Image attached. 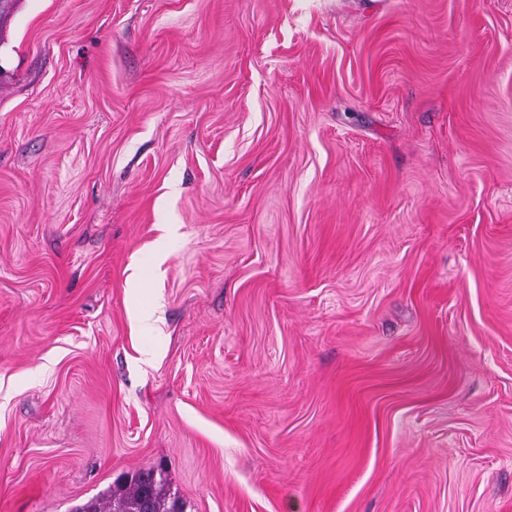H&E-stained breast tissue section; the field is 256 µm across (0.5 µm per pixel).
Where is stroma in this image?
<instances>
[{
	"label": "stroma",
	"mask_w": 512,
	"mask_h": 512,
	"mask_svg": "<svg viewBox=\"0 0 512 512\" xmlns=\"http://www.w3.org/2000/svg\"><path fill=\"white\" fill-rule=\"evenodd\" d=\"M154 467L185 512H512V0L0 18V512Z\"/></svg>",
	"instance_id": "1"
}]
</instances>
